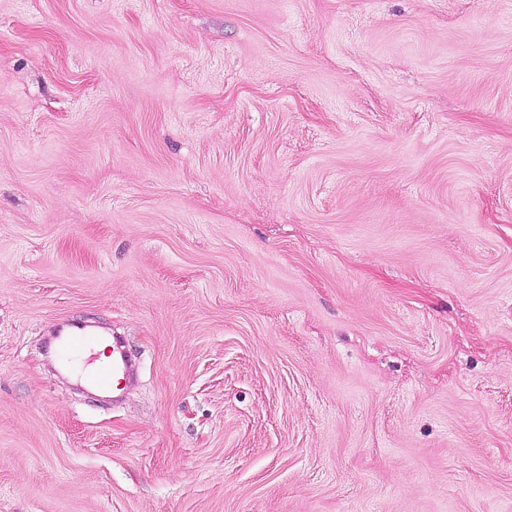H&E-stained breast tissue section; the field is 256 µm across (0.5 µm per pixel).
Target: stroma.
Instances as JSON below:
<instances>
[{"mask_svg":"<svg viewBox=\"0 0 512 512\" xmlns=\"http://www.w3.org/2000/svg\"><path fill=\"white\" fill-rule=\"evenodd\" d=\"M0 512H512V0H0ZM85 327L77 323L63 324L57 332V340L61 351L78 353L86 350L93 343ZM102 341L93 347L94 353H99L98 359L93 365L85 366L84 359L90 354L89 350L84 354H79V357L70 365L65 368L70 371L74 376L80 377L82 384H84L85 375L94 366H100L112 358V365L107 367H98L93 372L86 376L89 384L99 388L107 389L111 384L112 377L122 373L126 367V357L120 351L112 350V355L109 354L112 340L108 337H100Z\"/></svg>","mask_w":512,"mask_h":512,"instance_id":"stroma-1","label":"stroma"}]
</instances>
